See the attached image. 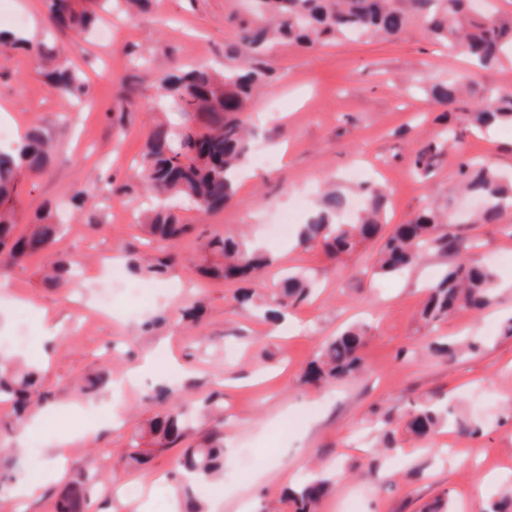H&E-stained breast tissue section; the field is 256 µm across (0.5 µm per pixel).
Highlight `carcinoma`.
Masks as SVG:
<instances>
[{
	"label": "carcinoma",
	"mask_w": 512,
	"mask_h": 512,
	"mask_svg": "<svg viewBox=\"0 0 512 512\" xmlns=\"http://www.w3.org/2000/svg\"><path fill=\"white\" fill-rule=\"evenodd\" d=\"M143 0H47L54 21L76 38L87 33L97 10L109 4L124 6V12ZM254 19L238 40L225 45L224 71L208 67L184 69L170 66L159 72L158 91L177 118L156 124L147 134L144 151L137 163L141 185L154 193L159 210L148 215L142 225L149 241L169 248L192 229L181 221L178 211L210 213L235 199L238 174L248 158L249 128L244 119L249 102L268 84V70L256 62L255 54L266 46L286 40L312 48L339 39L395 38L415 19L422 21L428 36L451 50L464 52L482 69H492L512 58V17L495 11L477 12L473 0H256ZM57 88L71 100L82 103L88 93L85 73L59 63L51 72ZM470 94L459 80L434 84V100L454 106ZM462 120L475 126H512V91H485ZM458 142L457 131L448 126L439 140L413 159L419 174H428L434 159L448 144ZM52 146L38 131L28 133L16 146L0 149V275L21 267L33 254L49 251L62 229L51 212L24 237L14 238L18 175H36L51 164ZM456 190L482 202L468 221L499 224L512 205V179L506 180L488 158L460 165ZM354 217L346 219L350 196L333 186L323 193L318 210L301 225L298 238L303 244H322L333 259L350 255L365 242L377 247L373 273L398 276L409 271L425 252L454 256L435 284L428 289L420 312L425 325L434 326L450 316L476 314L496 299L495 269L469 256L473 244L449 230L456 223L450 203L430 201L407 223L384 230L382 214L387 197L381 186L364 189ZM206 248L213 261L202 267L208 276L240 282L235 300L243 308L267 309L279 314L317 291V283L304 272L286 277L280 287L265 294L250 286L270 265L269 257L235 235L214 236ZM128 267L136 272L164 276L174 269L176 255L145 261L133 248L125 249ZM73 279L71 264L54 261L46 265L44 280L59 285ZM367 332L351 326L325 341L310 361L302 382L315 386L356 378L363 370L361 351ZM47 400L38 372H18L12 360L0 356V402L13 403L15 415H22L33 401ZM448 421V408L425 403L413 409L404 429L421 440L432 438ZM458 432L469 438L483 433L477 420L456 419ZM186 432L182 412L169 408L152 420L147 430L135 435L130 446L135 452L129 462L145 467L149 453L139 450L140 440L149 437L152 445L170 448L179 444ZM224 468V440L212 433L197 448L185 450L178 470L181 487L192 492L198 482H209ZM331 490L330 480L313 474L286 500L293 512H319V505ZM91 500L85 487L70 488L61 512H90ZM483 512H512V490L484 504Z\"/></svg>",
	"instance_id": "carcinoma-1"
}]
</instances>
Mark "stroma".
<instances>
[{
  "label": "stroma",
  "mask_w": 512,
  "mask_h": 512,
  "mask_svg": "<svg viewBox=\"0 0 512 512\" xmlns=\"http://www.w3.org/2000/svg\"><path fill=\"white\" fill-rule=\"evenodd\" d=\"M11 7L22 18L21 32L34 41L49 39L68 66L86 73L89 93L81 109L71 110L34 51L0 50V114L19 135L37 129L53 145L49 171L18 180L15 236L27 235L37 215L67 204L75 190L86 192L50 255L32 258L0 282V350L12 353L16 366L39 364L50 392L48 403L29 408L20 423L0 406V445L23 454L34 440L44 449H63L60 477L26 499L13 486L0 489V512H55L77 482L90 492L91 512H137L119 493L126 483L148 492V512H174L177 461L215 428L225 450L224 476L213 481L209 500L217 512H267L275 502L291 512L280 497L313 466L334 482L319 512H340L351 495L359 512H422L446 490L458 512H476L512 487V336L486 328L512 314V263L499 259L512 253V214L499 225H456L476 242V256L496 262L497 303L433 329L420 320L424 287L449 258L429 253L406 274L375 279L374 246L336 266L320 247L268 231L275 208L286 207L291 196H307L314 206L326 183L352 188L355 167L387 187L384 218L391 224L405 223L434 198L449 196L461 205L453 190L464 160L488 158L512 174L510 126L464 129L458 146L438 156L429 175L417 174L413 159L447 124L448 110L425 92L407 89L412 81L450 78L503 89L512 64L475 68L416 24L385 41H339L316 50L279 43L264 50L260 58L272 78L253 98L247 118L258 121L256 138L278 162L269 167L249 160L236 203L210 214L182 212L193 230L177 243L181 263L168 285L185 289V301L203 300L202 323L190 327L178 320V302L148 305L132 295L150 277L129 273L112 285L98 266L124 248H147L139 224L126 223L124 212L147 202L133 160L147 132L169 116L155 86L158 66L223 67L224 44L249 14L240 0H150L134 19L115 21L111 42L103 43L93 33L77 41L53 29L44 0H11ZM229 232L261 239L275 254L263 287H274L286 271L303 270L319 281L318 295L290 308L284 322L241 309L235 283L201 270L206 242ZM52 256L81 262L77 283H44L42 269ZM106 290L112 309L103 318L96 298ZM163 313L167 321L156 323ZM44 320L56 328L49 344L42 339ZM359 322L370 325L366 374L327 389L302 385L320 343ZM440 337L465 343L457 360L433 353ZM137 368L139 383L112 396L82 387L88 377L101 373L110 380ZM161 383L174 390L171 405L189 411L190 429L181 444L152 448L145 473L125 459L133 433L162 411L148 398ZM211 397L224 407L222 422L204 408ZM428 398L447 404L453 415L485 420L474 444L490 449L495 468L486 467L480 452L461 459L453 449L459 434L449 426L428 444L396 433L393 449L376 452L384 421H399ZM359 433L365 436L360 443Z\"/></svg>",
  "instance_id": "35a3bbf8"
}]
</instances>
